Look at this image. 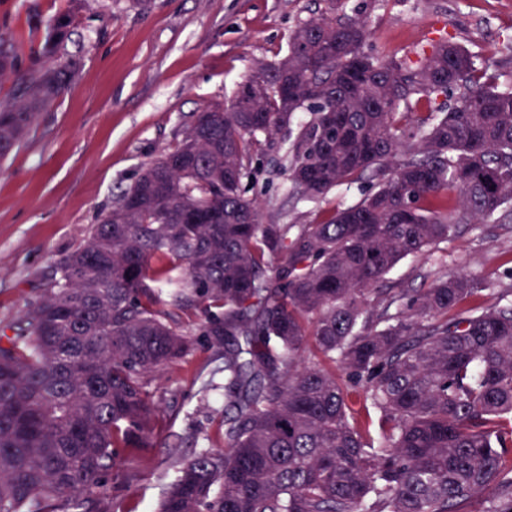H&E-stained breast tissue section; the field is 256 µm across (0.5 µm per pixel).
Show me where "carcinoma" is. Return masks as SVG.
<instances>
[{"label": "carcinoma", "instance_id": "cac0c4a2", "mask_svg": "<svg viewBox=\"0 0 512 512\" xmlns=\"http://www.w3.org/2000/svg\"><path fill=\"white\" fill-rule=\"evenodd\" d=\"M82 5L28 65L0 32V161L72 82L77 61L56 54ZM367 40L345 15L295 29L0 334V512H70L104 493L119 449L150 445V377L189 348L171 307L201 311L224 356V449L176 462L158 512H460L486 491L483 512H512V285L486 307L469 306L485 284L464 273L374 289L463 224L512 221V88L446 37L416 62ZM283 129L297 199L372 182L292 239L250 194Z\"/></svg>", "mask_w": 512, "mask_h": 512}]
</instances>
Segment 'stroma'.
Segmentation results:
<instances>
[{"label":"stroma","mask_w":512,"mask_h":512,"mask_svg":"<svg viewBox=\"0 0 512 512\" xmlns=\"http://www.w3.org/2000/svg\"><path fill=\"white\" fill-rule=\"evenodd\" d=\"M69 7V0H0V32L29 58L44 22ZM341 14L366 21L380 55L412 59L445 36L512 86V0H150L145 9L134 0H86L62 50L80 62L75 81L0 162V331L43 298L61 256L83 243L142 164L181 139L196 112L231 102L256 62L286 52L293 29ZM254 191L264 221L281 224L314 223L360 197L354 186L299 201L275 163L264 166ZM462 271L486 283L480 304L494 303L512 283V223L461 228L437 250L404 258L387 285L426 288ZM171 315L190 346L149 387L158 407L152 444L122 449L88 512H155L176 477L175 460L224 445V359L199 336L200 314Z\"/></svg>","instance_id":"stroma-1"}]
</instances>
